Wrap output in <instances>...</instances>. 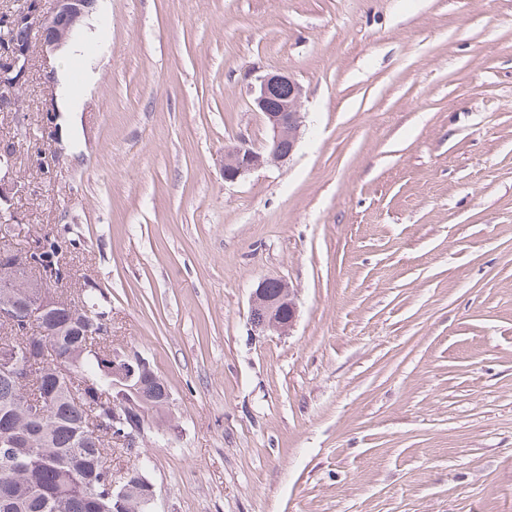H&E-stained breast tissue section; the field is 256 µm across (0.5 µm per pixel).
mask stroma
<instances>
[{"instance_id":"1","label":"stroma","mask_w":512,"mask_h":512,"mask_svg":"<svg viewBox=\"0 0 512 512\" xmlns=\"http://www.w3.org/2000/svg\"><path fill=\"white\" fill-rule=\"evenodd\" d=\"M275 70L297 150L225 182ZM20 101L22 234L175 399L154 512H512V0H98ZM263 278L290 335L252 332ZM274 282L278 292L269 294L266 288ZM297 298L293 288L282 279L265 278L256 284L251 293L249 320L255 334L273 331L288 335L295 325L298 314Z\"/></svg>"}]
</instances>
